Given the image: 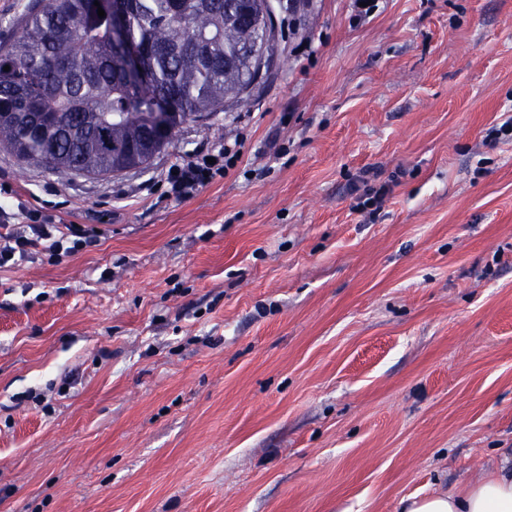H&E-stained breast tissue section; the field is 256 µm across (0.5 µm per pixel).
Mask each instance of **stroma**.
<instances>
[{"instance_id":"stroma-1","label":"stroma","mask_w":512,"mask_h":512,"mask_svg":"<svg viewBox=\"0 0 512 512\" xmlns=\"http://www.w3.org/2000/svg\"><path fill=\"white\" fill-rule=\"evenodd\" d=\"M273 2L249 106L146 168L0 148L98 231L0 269V512H397L512 448V0ZM238 139L224 143L217 155L204 156L180 164L174 165L168 174V182L171 185L172 194L178 199L191 197L197 190L209 184L220 173L234 167L239 159V150L236 149ZM207 158H215L210 164ZM222 159V164L219 161ZM177 172V175H173ZM208 174V177H205Z\"/></svg>"}]
</instances>
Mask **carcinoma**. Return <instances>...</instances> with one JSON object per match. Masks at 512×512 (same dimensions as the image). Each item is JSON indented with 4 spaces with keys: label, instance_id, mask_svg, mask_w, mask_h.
<instances>
[{
    "label": "carcinoma",
    "instance_id": "1",
    "mask_svg": "<svg viewBox=\"0 0 512 512\" xmlns=\"http://www.w3.org/2000/svg\"><path fill=\"white\" fill-rule=\"evenodd\" d=\"M272 17L270 0H127L117 43L111 0H40L0 46V146L64 174L140 168L133 149L150 135L248 104ZM134 46L151 50L141 74L124 65Z\"/></svg>",
    "mask_w": 512,
    "mask_h": 512
}]
</instances>
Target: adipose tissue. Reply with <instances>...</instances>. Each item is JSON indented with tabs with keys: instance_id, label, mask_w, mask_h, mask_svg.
Returning <instances> with one entry per match:
<instances>
[{
	"instance_id": "adipose-tissue-1",
	"label": "adipose tissue",
	"mask_w": 512,
	"mask_h": 512,
	"mask_svg": "<svg viewBox=\"0 0 512 512\" xmlns=\"http://www.w3.org/2000/svg\"><path fill=\"white\" fill-rule=\"evenodd\" d=\"M401 512H512V469L499 467L449 491L408 497Z\"/></svg>"
}]
</instances>
